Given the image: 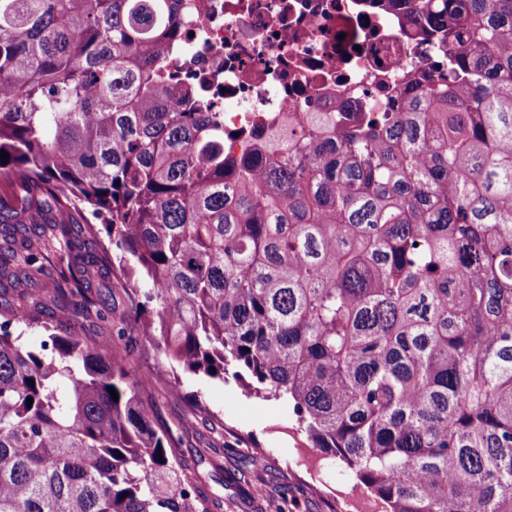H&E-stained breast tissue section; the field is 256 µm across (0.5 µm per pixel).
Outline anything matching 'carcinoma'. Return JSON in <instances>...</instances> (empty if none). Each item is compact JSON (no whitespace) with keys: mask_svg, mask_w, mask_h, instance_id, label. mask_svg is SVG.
I'll return each instance as SVG.
<instances>
[{"mask_svg":"<svg viewBox=\"0 0 512 512\" xmlns=\"http://www.w3.org/2000/svg\"><path fill=\"white\" fill-rule=\"evenodd\" d=\"M386 2L447 84L231 156L160 74L187 0H0V512H187L139 399L179 368L283 402L372 512H512V0Z\"/></svg>","mask_w":512,"mask_h":512,"instance_id":"cac0c4a2","label":"carcinoma"}]
</instances>
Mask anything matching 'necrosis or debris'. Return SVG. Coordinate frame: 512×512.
Returning a JSON list of instances; mask_svg holds the SVG:
<instances>
[{
  "instance_id": "4bbe7bcc",
  "label": "necrosis or debris",
  "mask_w": 512,
  "mask_h": 512,
  "mask_svg": "<svg viewBox=\"0 0 512 512\" xmlns=\"http://www.w3.org/2000/svg\"><path fill=\"white\" fill-rule=\"evenodd\" d=\"M168 66L194 60L209 111L224 115V147L285 113H333L400 100L413 71H442L437 36L414 33L383 0H193Z\"/></svg>"
}]
</instances>
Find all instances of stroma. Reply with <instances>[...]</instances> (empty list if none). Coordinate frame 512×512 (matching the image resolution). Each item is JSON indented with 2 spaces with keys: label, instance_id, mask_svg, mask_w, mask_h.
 Instances as JSON below:
<instances>
[{
  "label": "stroma",
  "instance_id": "35a3bbf8",
  "mask_svg": "<svg viewBox=\"0 0 512 512\" xmlns=\"http://www.w3.org/2000/svg\"><path fill=\"white\" fill-rule=\"evenodd\" d=\"M140 398L156 424L180 437L183 473H198L204 495L224 499V512H353L346 495L356 482L343 463L298 450L286 406L248 398L235 382L179 371L161 377ZM218 462L231 483L212 477Z\"/></svg>",
  "mask_w": 512,
  "mask_h": 512
}]
</instances>
